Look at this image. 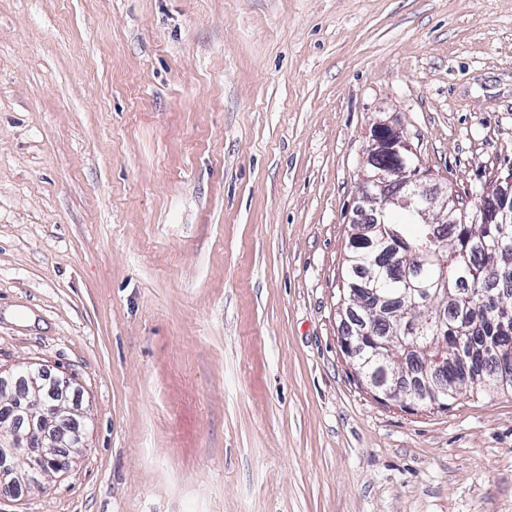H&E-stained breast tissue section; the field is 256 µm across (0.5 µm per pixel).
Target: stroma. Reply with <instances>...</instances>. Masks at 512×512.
Wrapping results in <instances>:
<instances>
[{
  "label": "stroma",
  "instance_id": "stroma-1",
  "mask_svg": "<svg viewBox=\"0 0 512 512\" xmlns=\"http://www.w3.org/2000/svg\"><path fill=\"white\" fill-rule=\"evenodd\" d=\"M512 171V0H0V368L87 446L0 512H512V397L373 400L336 307L366 134Z\"/></svg>",
  "mask_w": 512,
  "mask_h": 512
}]
</instances>
